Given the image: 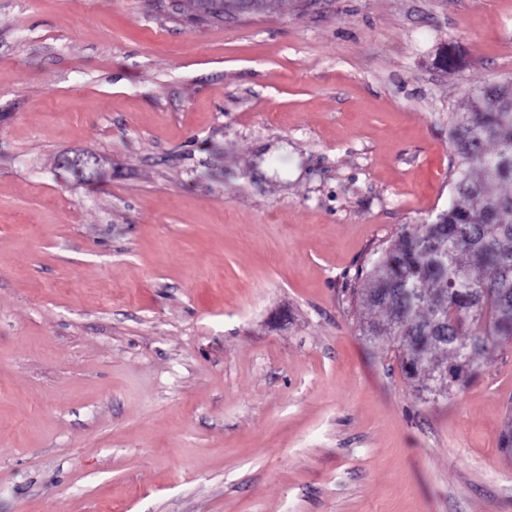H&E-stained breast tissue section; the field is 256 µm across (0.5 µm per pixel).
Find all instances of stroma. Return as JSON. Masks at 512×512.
I'll list each match as a JSON object with an SVG mask.
<instances>
[{"instance_id": "obj_1", "label": "stroma", "mask_w": 512, "mask_h": 512, "mask_svg": "<svg viewBox=\"0 0 512 512\" xmlns=\"http://www.w3.org/2000/svg\"><path fill=\"white\" fill-rule=\"evenodd\" d=\"M510 80L512 0H0V512H512V338L433 402L344 290Z\"/></svg>"}]
</instances>
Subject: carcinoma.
Wrapping results in <instances>:
<instances>
[{
    "instance_id": "carcinoma-1",
    "label": "carcinoma",
    "mask_w": 512,
    "mask_h": 512,
    "mask_svg": "<svg viewBox=\"0 0 512 512\" xmlns=\"http://www.w3.org/2000/svg\"><path fill=\"white\" fill-rule=\"evenodd\" d=\"M452 199L403 231L346 287L388 315L406 376L426 395L465 386L497 339L512 337V82L474 88L448 125Z\"/></svg>"
}]
</instances>
